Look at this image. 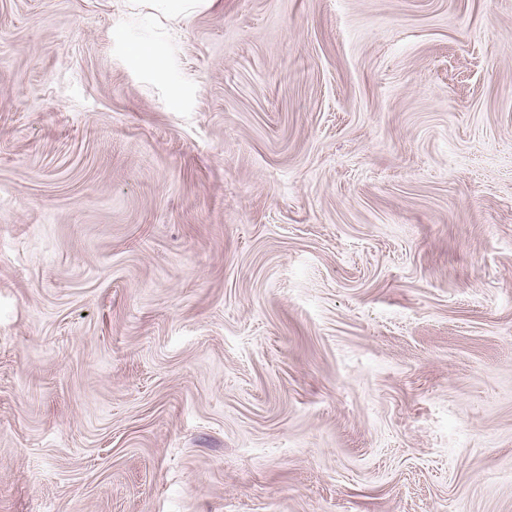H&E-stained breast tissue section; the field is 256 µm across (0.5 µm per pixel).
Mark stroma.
<instances>
[{
	"label": "stroma",
	"mask_w": 512,
	"mask_h": 512,
	"mask_svg": "<svg viewBox=\"0 0 512 512\" xmlns=\"http://www.w3.org/2000/svg\"><path fill=\"white\" fill-rule=\"evenodd\" d=\"M0 512H512V0H0ZM218 0H147L149 6L173 23L215 5Z\"/></svg>",
	"instance_id": "stroma-1"
}]
</instances>
